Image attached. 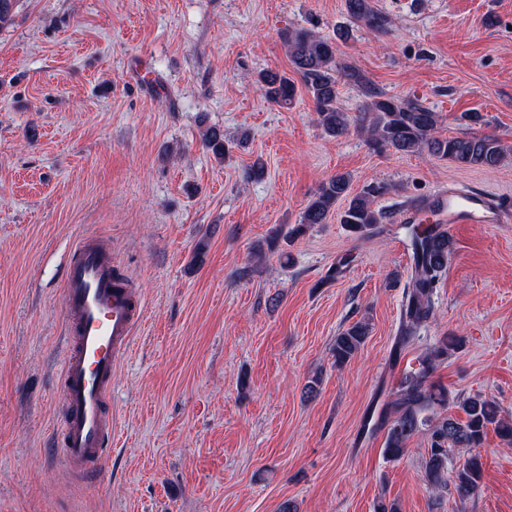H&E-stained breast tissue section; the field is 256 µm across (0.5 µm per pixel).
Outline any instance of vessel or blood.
<instances>
[{
	"label": "vessel or blood",
	"instance_id": "obj_1",
	"mask_svg": "<svg viewBox=\"0 0 512 512\" xmlns=\"http://www.w3.org/2000/svg\"><path fill=\"white\" fill-rule=\"evenodd\" d=\"M508 224L512 207L484 189L448 187L407 206L404 221ZM63 304L67 348L59 379L64 408L56 446L67 469L97 470L112 450V376L131 349L145 305L112 259L107 243L86 237L65 266Z\"/></svg>",
	"mask_w": 512,
	"mask_h": 512
}]
</instances>
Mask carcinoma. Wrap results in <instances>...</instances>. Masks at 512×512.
Returning a JSON list of instances; mask_svg holds the SVG:
<instances>
[{"mask_svg":"<svg viewBox=\"0 0 512 512\" xmlns=\"http://www.w3.org/2000/svg\"><path fill=\"white\" fill-rule=\"evenodd\" d=\"M351 21L377 33L388 30L390 20L373 4V0H345ZM283 42L293 73L311 94L316 121L331 136L344 134L349 117L338 106V79L359 87L367 98L359 117L360 129L374 150L392 149L401 154L426 153L447 158L461 167L493 170L507 157L500 139L489 133L444 137L438 131V116L418 99H398L382 92L359 69L336 59V46L328 39L305 28L287 30ZM257 84L264 99L275 106L290 105L298 87L285 72L265 70ZM202 144L218 160L230 153L224 132L210 127L202 134ZM390 185L373 182L356 194L350 193V179L336 174L326 179L303 211L300 227L326 223L336 205L345 202L339 222L349 231L367 236L383 219L373 207L375 198L388 193ZM409 239L413 275L402 315L401 339L407 340L417 328L434 317L433 294L441 274L447 269L454 253V240L437 224H405ZM370 326L359 320L339 331L331 352L336 364L342 366L360 351ZM461 339L445 336L429 352L417 358L418 365L405 371L393 391L394 400L380 413V424L386 427V457L402 458L409 441L418 433L428 437L424 460L426 479L434 490L453 483L459 497L473 494L480 486L483 472L482 457L472 454L457 468L448 470L452 452L457 448L481 447L488 427L493 426L500 438L512 445V422L500 417L497 405L480 395H451L448 389L434 383L431 376L436 364L448 358ZM454 405L464 418L447 413Z\"/></svg>","mask_w":512,"mask_h":512,"instance_id":"cac0c4a2","label":"carcinoma"}]
</instances>
